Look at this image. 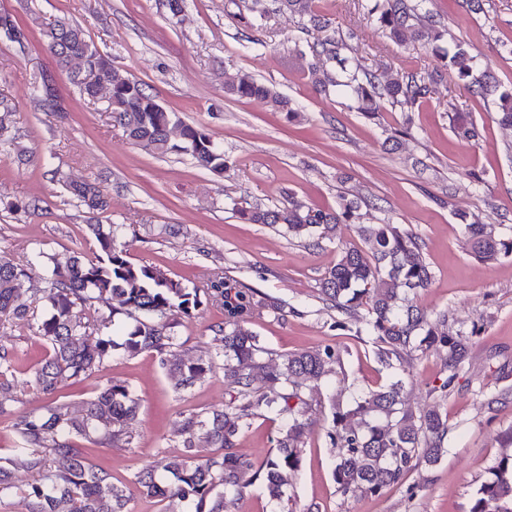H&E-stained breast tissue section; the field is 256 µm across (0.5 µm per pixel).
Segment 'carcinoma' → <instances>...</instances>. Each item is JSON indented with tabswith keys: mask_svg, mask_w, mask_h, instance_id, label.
Listing matches in <instances>:
<instances>
[{
	"mask_svg": "<svg viewBox=\"0 0 512 512\" xmlns=\"http://www.w3.org/2000/svg\"><path fill=\"white\" fill-rule=\"evenodd\" d=\"M311 2L274 0V6L278 13L308 18L302 30L309 40L298 53L309 57L308 78L315 91L348 88L354 94L352 108L374 119L387 104L412 111L440 80L439 70L426 80L414 75L388 79L349 60L345 38L331 21L312 13ZM425 3L364 0L361 8L363 17L390 40L432 48L448 60L459 80L471 82L473 58L459 43L443 46L444 32L436 28ZM41 36L46 51L81 96L94 100L102 90L108 91L107 112L133 144L156 155L183 153L196 167L217 176L229 169L224 152L206 129L183 122L143 84L121 75L112 57L100 52L81 27L60 18L45 24ZM31 91L50 111H63L46 76L35 80ZM224 93L263 100L276 112L294 111L290 99L246 73L224 84ZM477 93L494 98L500 122L512 126V92L501 90L488 74ZM452 128L462 141L478 138V128L467 114H454ZM69 189L89 214L87 228L98 254L87 259L73 252L58 258L33 248V259L45 257L49 262L41 297L43 313L15 305L25 270L0 250V325L26 323L48 345L33 378L48 402L42 411L14 419L18 442L9 465H0V499L19 491L28 512H61L63 506L67 512H130L127 504L136 491L180 505L186 512H234L257 483L271 498H282L288 475L300 466L312 429L313 407L321 405L318 387L331 374V365L344 364L348 350L318 348L290 353L276 362L249 324L263 310L284 315L282 302L242 290L219 274L189 288L155 266L132 263L125 246L118 243L122 225L99 222L98 216L109 208L108 196L88 182H72ZM233 211L244 223L279 226L291 238L316 243L331 239L343 227L355 230L362 244L341 248L336 264L320 279L323 300L347 318L361 316L355 335L368 336L376 344L379 360L391 368L405 370L417 352L445 353L448 375L439 392L446 396L464 370L469 336L460 329L449 330L446 316L433 319L409 299V293L428 288L433 278L417 236L393 224L361 223L358 202L345 197L335 209H315L290 197L274 208L235 202ZM463 228L476 258L494 262L512 255V235L496 233L483 224ZM113 298L119 299L120 307L109 305ZM211 301L224 305V327L215 337L221 344L216 356L223 358L229 395L224 409L182 416L183 453L165 466L170 480L143 469L124 483H114L112 474L92 464L74 439L101 435L112 440L128 434L139 415L138 399L127 383L108 379L73 412L56 399L60 386L86 381L113 351L121 349L129 355L156 354L180 389H192L211 372L213 359L183 358L182 343L168 328L172 318L190 317ZM104 305L109 310L108 331L100 330L94 319ZM16 373L12 354L1 348L0 415L11 413ZM404 388V381L398 379L347 400L342 389L329 396L331 423L325 428V439L335 449L333 476L340 492L378 495L402 483L419 463L434 464L441 458L448 415L436 404L412 411L406 406ZM271 414L283 422L277 453L257 466L238 453V437L255 418ZM13 469H24L34 479L19 488L11 480ZM471 512H512V456L492 470Z\"/></svg>",
	"mask_w": 512,
	"mask_h": 512,
	"instance_id": "cac0c4a2",
	"label": "carcinoma"
}]
</instances>
